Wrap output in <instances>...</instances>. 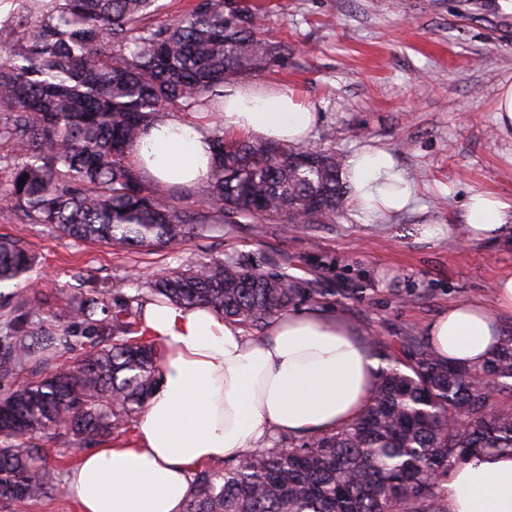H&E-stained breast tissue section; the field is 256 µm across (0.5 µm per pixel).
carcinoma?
Instances as JSON below:
<instances>
[{"mask_svg":"<svg viewBox=\"0 0 512 512\" xmlns=\"http://www.w3.org/2000/svg\"><path fill=\"white\" fill-rule=\"evenodd\" d=\"M0 199L24 224L125 250L206 237L224 215L267 221L336 217L347 197L343 160L309 150L310 165L273 141L224 140L193 195L136 164L156 121L219 113L224 83L261 73L271 46L254 0H194L180 17L152 19L159 0H0ZM25 182H20V179ZM35 257L0 241V285ZM142 296L91 287L68 319L34 325L40 292L0 294V504L15 512L52 490L45 466L59 442L77 456L131 430L161 377V349L140 325L145 301L217 310L261 330L305 289L286 271L234 259L148 278ZM364 412L350 426L202 467L185 512H447L439 483L474 454L512 453V334L482 366H452L410 330L392 349ZM466 417L463 427L454 424Z\"/></svg>","mask_w":512,"mask_h":512,"instance_id":"1","label":"carcinoma"}]
</instances>
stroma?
<instances>
[{
  "label": "stroma",
  "instance_id": "35a3bbf8",
  "mask_svg": "<svg viewBox=\"0 0 512 512\" xmlns=\"http://www.w3.org/2000/svg\"><path fill=\"white\" fill-rule=\"evenodd\" d=\"M267 36L288 53L240 85L290 89L314 107L310 149L347 156L364 145L390 151L415 185L413 210L365 222L350 207L335 220L266 224L255 235L228 215L209 237L127 252L16 224L0 202V237L36 259L21 291L46 293L48 321L94 285L135 294L141 274L239 258L262 271L287 268L304 290L295 310L339 313L362 336L393 346L461 299L493 303L496 278L512 270V223L499 241L458 236L463 204L484 190L512 202V131L494 122L500 87L512 82V11L502 0H265ZM74 460L56 457L55 489L28 512H77L65 491Z\"/></svg>",
  "mask_w": 512,
  "mask_h": 512
}]
</instances>
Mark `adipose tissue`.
<instances>
[{
	"label": "adipose tissue",
	"instance_id": "ef3b65f1",
	"mask_svg": "<svg viewBox=\"0 0 512 512\" xmlns=\"http://www.w3.org/2000/svg\"><path fill=\"white\" fill-rule=\"evenodd\" d=\"M224 129L286 145L304 144L318 122L291 92L225 88ZM151 178L203 181L213 150L209 125L156 122L137 150ZM351 200L367 219L390 217L415 202L413 184L388 151L367 146L345 165ZM512 205L483 190L464 203L467 238L495 242ZM495 308L475 300L448 305L427 326L442 359L486 362L503 334L499 312H512V271L494 284ZM142 324L163 346L161 379L136 418L135 438L105 441L70 468L65 491L78 512H183L195 472L268 446L273 434L332 433L369 404L382 363L342 317L288 311L267 335H245L219 313L147 302ZM448 512H512V455L479 454L451 467L444 483Z\"/></svg>",
	"mask_w": 512,
	"mask_h": 512
}]
</instances>
